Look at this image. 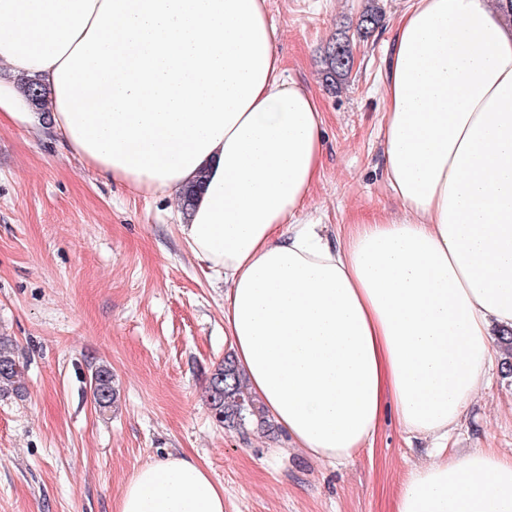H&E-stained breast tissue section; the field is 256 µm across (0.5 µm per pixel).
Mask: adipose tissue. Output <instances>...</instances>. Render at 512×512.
Listing matches in <instances>:
<instances>
[{
  "mask_svg": "<svg viewBox=\"0 0 512 512\" xmlns=\"http://www.w3.org/2000/svg\"><path fill=\"white\" fill-rule=\"evenodd\" d=\"M0 115L179 200L223 279L225 339L289 442L332 464L386 414L425 443L396 512H512V455H448L512 328V5L409 0L388 47L383 152L398 215L343 236L303 218L323 114L287 75L267 0H0ZM48 90L32 111L18 78ZM116 512H224L182 453L139 467Z\"/></svg>",
  "mask_w": 512,
  "mask_h": 512,
  "instance_id": "obj_1",
  "label": "adipose tissue"
}]
</instances>
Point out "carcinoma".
Here are the masks:
<instances>
[{"instance_id":"carcinoma-1","label":"carcinoma","mask_w":512,"mask_h":512,"mask_svg":"<svg viewBox=\"0 0 512 512\" xmlns=\"http://www.w3.org/2000/svg\"><path fill=\"white\" fill-rule=\"evenodd\" d=\"M382 12L377 6L367 8L356 24L358 37L370 36L381 24ZM352 41L340 32L326 48L322 78L326 87L336 90L352 74ZM23 94L37 108L42 106L46 95L45 87L34 79L20 81ZM498 343L502 351L501 373L512 378V329L498 333ZM11 389L16 394L24 392L21 382L19 360L11 344L0 337V391ZM94 405L102 413L108 412L117 402L118 389L115 387L112 371L106 366L96 368L92 376ZM207 401L215 420L228 430L244 435L251 427L264 432L275 431V425L263 404L249 390L246 377L241 371L233 353L228 352L211 373L207 386Z\"/></svg>"}]
</instances>
